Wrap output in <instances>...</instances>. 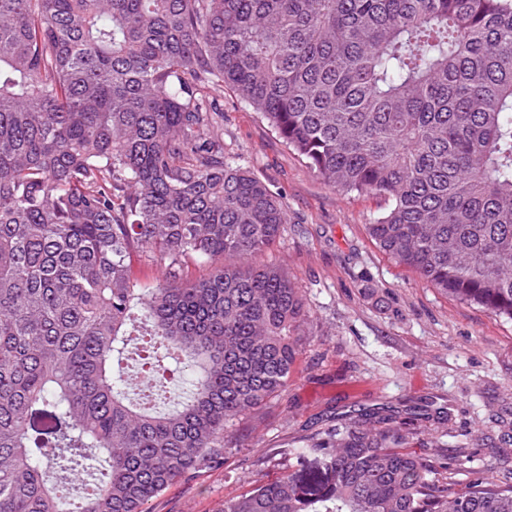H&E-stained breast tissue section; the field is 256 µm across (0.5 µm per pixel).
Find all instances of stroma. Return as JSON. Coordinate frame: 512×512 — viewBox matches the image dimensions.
I'll list each match as a JSON object with an SVG mask.
<instances>
[{
	"instance_id": "obj_1",
	"label": "stroma",
	"mask_w": 512,
	"mask_h": 512,
	"mask_svg": "<svg viewBox=\"0 0 512 512\" xmlns=\"http://www.w3.org/2000/svg\"><path fill=\"white\" fill-rule=\"evenodd\" d=\"M224 158L278 195V240L255 256L299 288L307 321L285 388L224 429V456L146 506L219 512L225 499L283 472L296 449L360 413L404 421L405 445L436 479L512 484V321L458 302L382 252L368 224L384 198L326 185L228 88Z\"/></svg>"
}]
</instances>
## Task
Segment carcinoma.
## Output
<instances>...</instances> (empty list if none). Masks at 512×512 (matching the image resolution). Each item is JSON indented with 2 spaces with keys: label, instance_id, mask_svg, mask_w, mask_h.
I'll use <instances>...</instances> for the list:
<instances>
[{
  "label": "carcinoma",
  "instance_id": "obj_1",
  "mask_svg": "<svg viewBox=\"0 0 512 512\" xmlns=\"http://www.w3.org/2000/svg\"><path fill=\"white\" fill-rule=\"evenodd\" d=\"M224 87L327 185L388 199L383 252L512 321V0H0V512H71L63 482L92 487L77 512H146L288 383L304 303L250 263L287 215L224 160ZM174 371L192 388L158 407ZM371 422L223 512H512V485L440 482ZM164 268V262L157 255L135 258L133 262L134 276L144 285L152 287L158 283Z\"/></svg>",
  "mask_w": 512,
  "mask_h": 512
}]
</instances>
